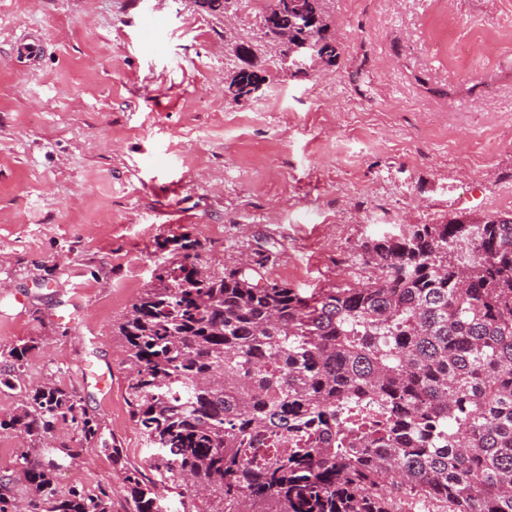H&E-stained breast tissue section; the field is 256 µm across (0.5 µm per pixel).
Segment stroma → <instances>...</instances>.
<instances>
[{"label": "stroma", "instance_id": "stroma-1", "mask_svg": "<svg viewBox=\"0 0 512 512\" xmlns=\"http://www.w3.org/2000/svg\"><path fill=\"white\" fill-rule=\"evenodd\" d=\"M341 54L283 56L261 0H0V373L76 390L121 460L93 448L57 487H112L127 467L163 512L180 488L126 404L117 333L165 256L190 235L219 270L263 259L262 282L311 294L343 283L361 241L403 224L512 211V0H328ZM448 19L452 43L435 27ZM249 44L260 80L229 83ZM111 370L100 391L85 365ZM15 431L0 429V485L21 502Z\"/></svg>", "mask_w": 512, "mask_h": 512}]
</instances>
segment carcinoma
<instances>
[{
  "instance_id": "carcinoma-1",
  "label": "carcinoma",
  "mask_w": 512,
  "mask_h": 512,
  "mask_svg": "<svg viewBox=\"0 0 512 512\" xmlns=\"http://www.w3.org/2000/svg\"><path fill=\"white\" fill-rule=\"evenodd\" d=\"M303 2L331 64L325 0ZM294 9L269 0L266 32L293 35ZM158 248L170 262L118 333L130 415L152 467L189 476L187 512H512V212L369 238L366 279L309 297L213 268L188 235ZM31 349L9 351L22 404L0 420L30 499L3 487L0 512H111V485L60 493L58 463L31 453L67 426L73 460L106 444L75 392L21 386ZM124 482L130 512H160L141 471Z\"/></svg>"
}]
</instances>
